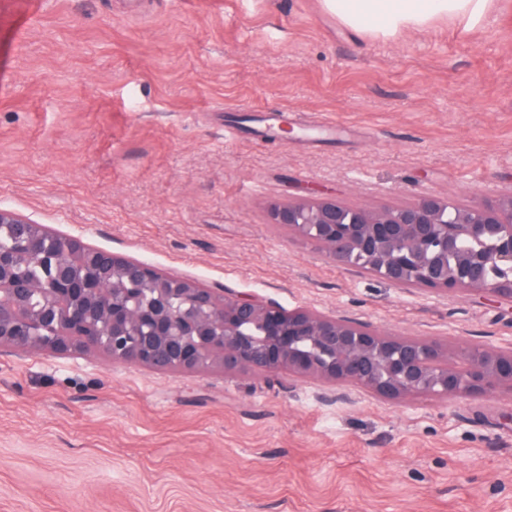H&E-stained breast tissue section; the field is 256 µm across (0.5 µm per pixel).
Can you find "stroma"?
Here are the masks:
<instances>
[{
	"mask_svg": "<svg viewBox=\"0 0 512 512\" xmlns=\"http://www.w3.org/2000/svg\"><path fill=\"white\" fill-rule=\"evenodd\" d=\"M346 135L266 139L259 118ZM512 192V0L358 36L323 0H0V206L207 288L427 339L512 307L399 288L269 223ZM0 512H512V392L386 401L0 348Z\"/></svg>",
	"mask_w": 512,
	"mask_h": 512,
	"instance_id": "35a3bbf8",
	"label": "stroma"
}]
</instances>
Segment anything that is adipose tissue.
Here are the masks:
<instances>
[{"label": "adipose tissue", "mask_w": 512, "mask_h": 512, "mask_svg": "<svg viewBox=\"0 0 512 512\" xmlns=\"http://www.w3.org/2000/svg\"><path fill=\"white\" fill-rule=\"evenodd\" d=\"M493 0H324L325 8L355 32L393 36L420 28L433 19L459 20L465 28L481 26Z\"/></svg>", "instance_id": "ef3b65f1"}]
</instances>
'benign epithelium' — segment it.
<instances>
[{
	"label": "benign epithelium",
	"instance_id": "7a95c632",
	"mask_svg": "<svg viewBox=\"0 0 512 512\" xmlns=\"http://www.w3.org/2000/svg\"><path fill=\"white\" fill-rule=\"evenodd\" d=\"M268 221L323 247L338 265H358L400 287L467 291L512 305V194L485 197L448 214L423 195L405 206H347L323 192L273 203ZM15 249L0 251V346L25 353L103 354L157 371L252 370L374 396L468 398L512 392V345L463 347L454 361L433 341L392 336L368 323L308 310L286 311L253 296L220 294L145 262L87 245L77 234L36 230L0 207ZM63 237L81 255L55 251ZM467 240L472 247L460 250ZM19 254L53 268L46 282L13 273Z\"/></svg>",
	"mask_w": 512,
	"mask_h": 512
}]
</instances>
